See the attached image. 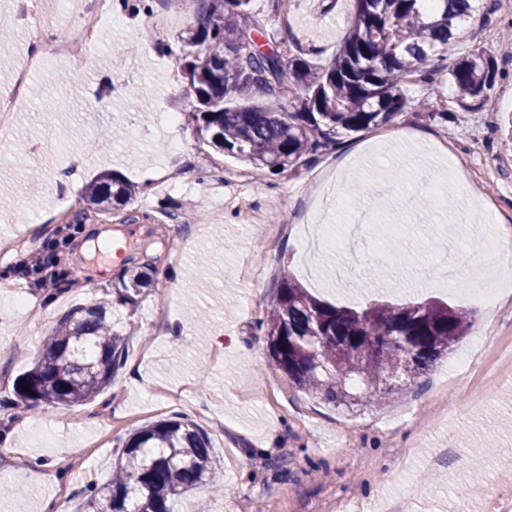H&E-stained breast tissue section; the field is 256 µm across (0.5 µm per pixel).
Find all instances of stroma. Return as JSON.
Returning a JSON list of instances; mask_svg holds the SVG:
<instances>
[{"label": "stroma", "mask_w": 512, "mask_h": 512, "mask_svg": "<svg viewBox=\"0 0 512 512\" xmlns=\"http://www.w3.org/2000/svg\"><path fill=\"white\" fill-rule=\"evenodd\" d=\"M89 2L0 0V13L11 18L0 29V91L26 58L22 12L38 6L54 16V32H65L76 4ZM318 2L293 0L285 17L270 0H251L249 9L325 64L353 21L354 0H337L327 15ZM149 5L147 13L133 4L112 10L82 68L46 55L26 105L0 129V236L21 232L16 217L27 213L41 241L56 242L69 272L42 290L15 274L19 254L0 255V268L13 271L0 285V417L13 419L12 458L0 463V512H41V499L62 494L76 504L88 483L111 474L119 442L161 419H188L210 432L217 461L218 487L186 495L180 512H496L498 492L512 490V380L486 376L484 366L512 358V296L494 308L471 296L489 274L486 259H473L472 241L512 227V150L502 148L512 49L496 23L471 21L443 52L448 65L476 48L503 61L493 108H454L447 84L413 86L412 99L450 109V120L431 121L411 106L390 126V155L357 163L369 144L364 131L273 176L233 158L227 169L211 166L214 151L179 119L194 103L182 63L161 50L195 25V6ZM132 41L143 44L141 75L117 92L114 58ZM165 115L174 126L162 123ZM88 140L97 141V156L69 171V155ZM173 169L181 174L176 188L105 210L84 202L86 185L102 172L142 187ZM392 170L401 187L386 181ZM249 172L257 177L247 187L253 209L272 211L288 227L272 251L267 225L247 223L228 204L239 191L235 176ZM103 231L115 252L97 247ZM239 256L250 260L253 280L228 274ZM131 266L147 267L153 285L136 309H115L129 338L110 390L70 408L16 407L15 380L37 362L58 320L76 305L111 301L115 277ZM285 272L337 306L435 298L465 308L486 361L468 369L463 385L440 387L467 351L463 343L407 397L334 408L271 365L257 328ZM22 298L39 307L41 324L21 310Z\"/></svg>", "instance_id": "1"}]
</instances>
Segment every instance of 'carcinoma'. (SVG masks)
<instances>
[{
  "mask_svg": "<svg viewBox=\"0 0 512 512\" xmlns=\"http://www.w3.org/2000/svg\"><path fill=\"white\" fill-rule=\"evenodd\" d=\"M198 23L179 37L196 105L188 112L207 145L273 175L296 171L344 138L387 125L411 103L410 84L446 82L462 109L486 103L500 75L475 50L451 66L428 63L493 0H354L355 20L325 65L313 51L268 31L250 0H195ZM140 190L113 174L85 189L86 204H127ZM145 272L127 268L112 302L135 308ZM101 303L79 304L57 323L35 366L17 379L16 402L58 408L94 399L125 362L127 334ZM472 326L468 310L442 301L338 307L283 274L260 320L273 366L299 389L352 411L382 405L427 374ZM30 392H25L24 388ZM112 477L89 484L81 512H177L179 500L215 477L207 433L158 420L116 448Z\"/></svg>",
  "mask_w": 512,
  "mask_h": 512,
  "instance_id": "carcinoma-1",
  "label": "carcinoma"
}]
</instances>
